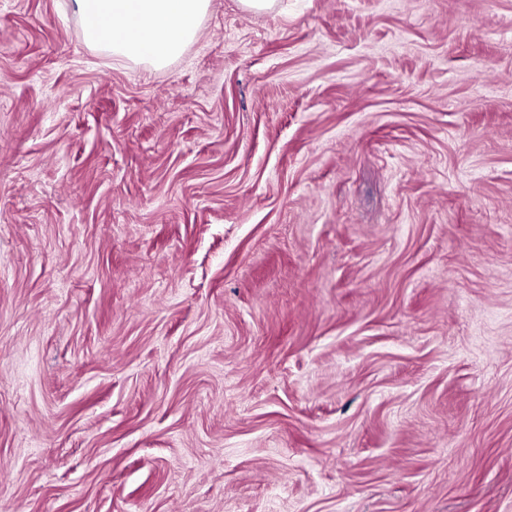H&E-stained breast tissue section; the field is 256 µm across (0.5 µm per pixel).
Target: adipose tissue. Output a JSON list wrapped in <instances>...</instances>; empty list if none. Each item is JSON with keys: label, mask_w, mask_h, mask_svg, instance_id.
I'll use <instances>...</instances> for the list:
<instances>
[{"label": "adipose tissue", "mask_w": 512, "mask_h": 512, "mask_svg": "<svg viewBox=\"0 0 512 512\" xmlns=\"http://www.w3.org/2000/svg\"><path fill=\"white\" fill-rule=\"evenodd\" d=\"M88 40L114 56L154 68L199 35L211 0H74Z\"/></svg>", "instance_id": "adipose-tissue-1"}]
</instances>
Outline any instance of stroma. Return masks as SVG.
Masks as SVG:
<instances>
[{
    "label": "stroma",
    "instance_id": "1",
    "mask_svg": "<svg viewBox=\"0 0 512 512\" xmlns=\"http://www.w3.org/2000/svg\"><path fill=\"white\" fill-rule=\"evenodd\" d=\"M0 512H512V0H0ZM88 40L121 57L165 67L199 35L211 0H75Z\"/></svg>",
    "mask_w": 512,
    "mask_h": 512
}]
</instances>
